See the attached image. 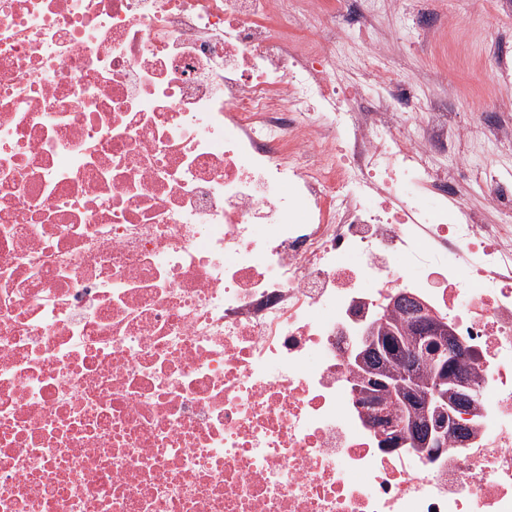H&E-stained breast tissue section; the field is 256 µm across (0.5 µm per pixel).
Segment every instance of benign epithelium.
<instances>
[{
    "label": "benign epithelium",
    "mask_w": 512,
    "mask_h": 512,
    "mask_svg": "<svg viewBox=\"0 0 512 512\" xmlns=\"http://www.w3.org/2000/svg\"><path fill=\"white\" fill-rule=\"evenodd\" d=\"M405 310L401 345L404 364L396 366L382 356L387 320L394 311ZM468 354L447 320L430 312L423 303L400 293L381 311L362 319L356 342L346 352L347 364L356 372L349 384L355 404L366 409L377 437L388 433L398 438V447L430 457L453 445L466 447L471 429L457 422L456 414L482 413L477 381L481 374L463 362ZM391 396L409 417L394 420L381 410L382 398Z\"/></svg>",
    "instance_id": "7a95c632"
}]
</instances>
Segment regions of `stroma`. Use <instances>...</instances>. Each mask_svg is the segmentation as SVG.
Listing matches in <instances>:
<instances>
[{"label": "stroma", "instance_id": "stroma-1", "mask_svg": "<svg viewBox=\"0 0 512 512\" xmlns=\"http://www.w3.org/2000/svg\"><path fill=\"white\" fill-rule=\"evenodd\" d=\"M375 7L376 35L389 43L383 64L391 76L426 73V81L416 87L421 101L435 99L443 88H453L460 98L462 119L473 120L480 103L495 89V74L481 60L492 52V34L512 36V0H377ZM421 9L467 24L471 32L450 45L423 44L414 24V15Z\"/></svg>", "mask_w": 512, "mask_h": 512}]
</instances>
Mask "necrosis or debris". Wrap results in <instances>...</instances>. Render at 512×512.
Returning <instances> with one entry per match:
<instances>
[{"label": "necrosis or debris", "instance_id": "necrosis-or-debris-1", "mask_svg": "<svg viewBox=\"0 0 512 512\" xmlns=\"http://www.w3.org/2000/svg\"><path fill=\"white\" fill-rule=\"evenodd\" d=\"M319 18L376 25L367 0H0V512H512V177L472 164L512 143L506 103L460 124L378 45L308 42ZM397 292L484 375L469 445L427 460L347 381Z\"/></svg>", "mask_w": 512, "mask_h": 512}]
</instances>
